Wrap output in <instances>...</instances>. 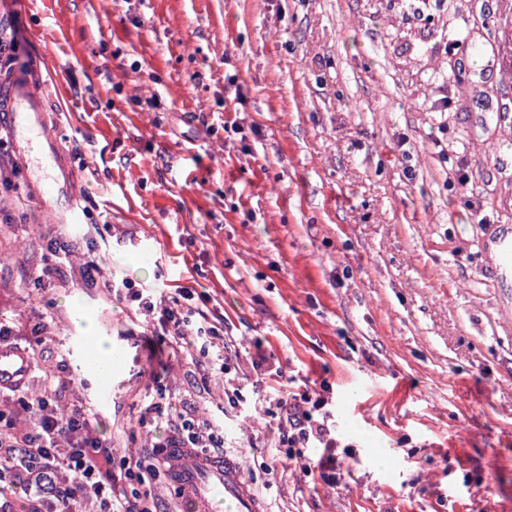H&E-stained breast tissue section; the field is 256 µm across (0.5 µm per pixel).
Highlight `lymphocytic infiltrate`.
I'll return each instance as SVG.
<instances>
[{"mask_svg":"<svg viewBox=\"0 0 512 512\" xmlns=\"http://www.w3.org/2000/svg\"><path fill=\"white\" fill-rule=\"evenodd\" d=\"M116 301L135 302L152 312L155 335L168 341L172 355H190L192 337L202 336L216 361L224 359V336L217 327L197 325L191 310L185 309L178 296L162 297L160 289H131L126 279L110 278L103 283ZM54 368L44 372L46 384L40 392L24 391L17 382L0 381V397L16 400L32 414L30 426L21 428L10 422L0 428V512H13L12 493L19 492L31 501V512H160L159 497L153 485L164 471L161 447L146 455L125 457L117 474L103 476L112 452L108 444L91 431V416L85 406H64L52 382ZM284 429L273 436L275 448L287 457H301L303 449L320 448L319 460L307 461L306 472L318 473L328 484H336L335 460L330 451L337 445L327 418L321 417L323 399L310 395L280 392L277 398ZM152 418L178 419L168 442L184 448H218L222 442L211 424L191 418L183 405L165 395L151 401L144 409Z\"/></svg>","mask_w":512,"mask_h":512,"instance_id":"lymphocytic-infiltrate-1","label":"lymphocytic infiltrate"}]
</instances>
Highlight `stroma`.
Masks as SVG:
<instances>
[{
    "mask_svg": "<svg viewBox=\"0 0 512 512\" xmlns=\"http://www.w3.org/2000/svg\"><path fill=\"white\" fill-rule=\"evenodd\" d=\"M511 17L512 0H0L18 39L0 80L43 95L78 200L70 218L0 158L21 187L0 192V320L46 326L25 337L29 391L65 363L60 400L119 460L166 436L139 422L161 381L223 421L271 512H512V281L490 250L512 225L492 25ZM89 256L207 295L245 403L275 369L323 394L339 483L270 452L277 417L227 408L205 357H169L148 312L84 281ZM101 341L106 380L85 369Z\"/></svg>",
    "mask_w": 512,
    "mask_h": 512,
    "instance_id": "35a3bbf8",
    "label": "stroma"
}]
</instances>
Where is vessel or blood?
<instances>
[{"label":"vessel or blood","instance_id":"1","mask_svg":"<svg viewBox=\"0 0 512 512\" xmlns=\"http://www.w3.org/2000/svg\"><path fill=\"white\" fill-rule=\"evenodd\" d=\"M44 98L25 83H0V118L10 127L15 151L41 145L38 135ZM504 273L512 274V226L500 228L492 243ZM24 354L0 349V379L23 376ZM173 484L180 490L184 512H266L262 500L246 480L239 464L217 454H200L188 448H168Z\"/></svg>","mask_w":512,"mask_h":512}]
</instances>
